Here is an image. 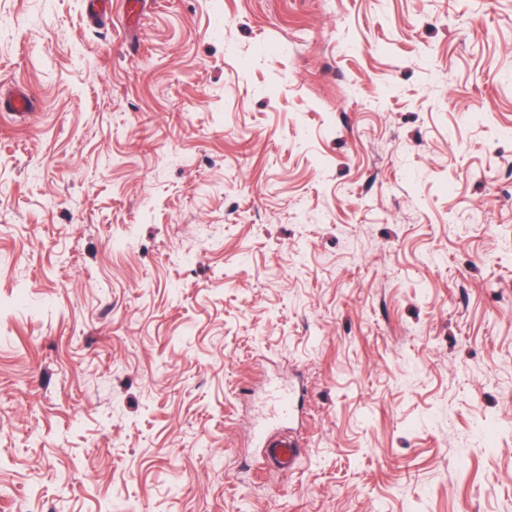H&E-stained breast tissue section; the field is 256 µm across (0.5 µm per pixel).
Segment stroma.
I'll return each instance as SVG.
<instances>
[{
    "instance_id": "obj_1",
    "label": "stroma",
    "mask_w": 512,
    "mask_h": 512,
    "mask_svg": "<svg viewBox=\"0 0 512 512\" xmlns=\"http://www.w3.org/2000/svg\"><path fill=\"white\" fill-rule=\"evenodd\" d=\"M15 86L0 512H512V0H0ZM32 105V98L22 90L13 91L3 100L0 97V112H12L11 115L14 116L27 114L31 110ZM253 439L261 448H267V457L272 464L292 465L298 451V445L293 440L275 437L269 424L257 425L253 430Z\"/></svg>"
}]
</instances>
